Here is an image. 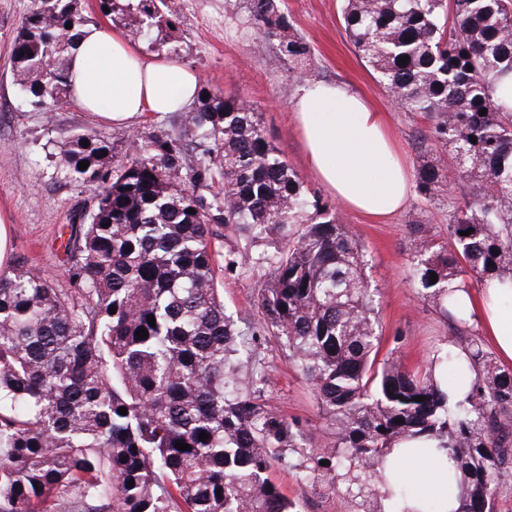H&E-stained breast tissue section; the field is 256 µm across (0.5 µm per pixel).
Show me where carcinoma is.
Returning <instances> with one entry per match:
<instances>
[{
  "label": "carcinoma",
  "mask_w": 512,
  "mask_h": 512,
  "mask_svg": "<svg viewBox=\"0 0 512 512\" xmlns=\"http://www.w3.org/2000/svg\"><path fill=\"white\" fill-rule=\"evenodd\" d=\"M243 4L290 72L310 71L313 49L283 0ZM132 10L146 29L181 18L177 0ZM342 20L393 102L428 120L444 151L418 170L420 192L452 206L448 240L414 226L419 288L444 307L455 286L512 274V112L499 95L512 76V0H343ZM86 23L78 0H32L11 50L31 105L71 99L67 54ZM174 124V135L140 137L121 164L112 135H72L57 169L96 195L65 244L69 287L24 262L0 273V512H295L268 471L298 452L301 432L260 402L259 369L241 375L242 331L224 311L212 248L228 228L280 240L259 258L263 329L286 340L336 425L312 465L286 462L298 479L339 470L353 500L398 499L407 489L384 491L383 456L403 438L435 440L461 474L459 512H496L512 467V369L476 338L448 344L443 374L458 383L477 370L450 407L435 365L379 358L364 248L281 157L261 115L203 84Z\"/></svg>",
  "instance_id": "1"
}]
</instances>
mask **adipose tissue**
Segmentation results:
<instances>
[{
	"label": "adipose tissue",
	"mask_w": 512,
	"mask_h": 512,
	"mask_svg": "<svg viewBox=\"0 0 512 512\" xmlns=\"http://www.w3.org/2000/svg\"><path fill=\"white\" fill-rule=\"evenodd\" d=\"M74 101L116 127H128L144 113L180 111L192 102L199 78L172 60L142 54L116 28L87 25L69 51ZM307 163L319 182L347 206L373 218L400 211L412 193L381 113L344 85L307 80L292 99ZM456 316L478 321L500 361L512 365V276L488 287L462 288L452 296ZM412 440L396 442L385 454L387 484L415 483L400 512H458L459 472L445 451L417 452Z\"/></svg>",
	"instance_id": "1"
}]
</instances>
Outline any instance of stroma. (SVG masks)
I'll list each match as a JSON object with an SVG mask.
<instances>
[{
    "mask_svg": "<svg viewBox=\"0 0 512 512\" xmlns=\"http://www.w3.org/2000/svg\"><path fill=\"white\" fill-rule=\"evenodd\" d=\"M179 3L181 23L159 32L120 24L116 16L103 15L96 0H81L80 5L88 23L121 28L143 53L194 69L202 82L246 100L260 112L266 134L282 158L333 209L338 223L353 228L363 245L369 284L378 290L383 351L393 352L412 366L429 361L449 340L478 335V327L449 320L436 300L419 294L411 278L415 252L411 227L425 225L432 238L446 239L451 214L447 201L427 199L416 190L403 211L382 221L347 208L307 166L289 109L299 84L290 78L288 61L274 42L252 28L231 0ZM29 5L30 0H0V218L10 228V264L26 260L28 266L64 288L68 285L64 244L80 214L93 206L94 189L57 173L56 157L66 136L91 129L109 133L113 127L76 105L36 108L21 96L10 54L15 30ZM286 5L295 28L314 49L311 79L346 84L383 112L410 171L434 162L439 151L429 122L396 108L372 68L356 54L342 25L341 0H286ZM275 243L272 237L255 242L228 230L213 247L217 254L232 251L244 259L236 269L218 274L224 308L245 330V348L261 364L263 403L298 425L303 453L308 456L333 444L334 427L287 347L254 333L259 275L248 260ZM268 475L295 502L297 512H384L386 508L380 500L362 503L344 497L329 473L303 483L275 464Z\"/></svg>",
    "mask_w": 512,
    "mask_h": 512,
    "instance_id": "35a3bbf8",
    "label": "stroma"
}]
</instances>
